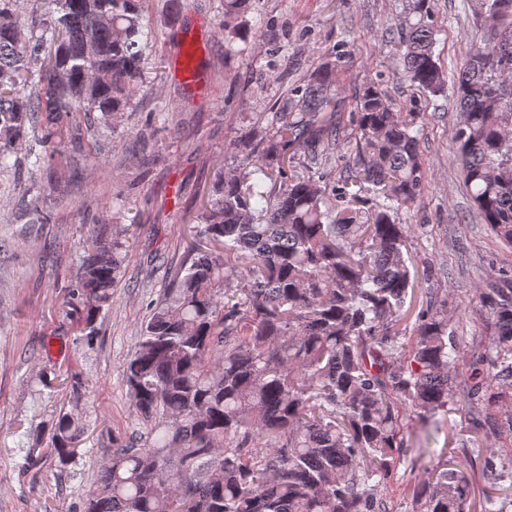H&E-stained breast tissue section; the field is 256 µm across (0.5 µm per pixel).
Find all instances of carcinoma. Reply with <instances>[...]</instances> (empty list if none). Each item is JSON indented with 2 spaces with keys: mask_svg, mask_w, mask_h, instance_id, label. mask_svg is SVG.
Masks as SVG:
<instances>
[{
  "mask_svg": "<svg viewBox=\"0 0 512 512\" xmlns=\"http://www.w3.org/2000/svg\"><path fill=\"white\" fill-rule=\"evenodd\" d=\"M0 0V177L26 145L49 169L64 135L112 129L147 82V0H41L40 28ZM415 0L401 28V78L433 95L453 88L461 112L453 161L476 209L512 248V0H482L483 46L446 76ZM111 79L92 83L90 67ZM334 65L258 120L236 166L186 225L181 263L151 305L123 364L148 441L115 439L84 512H388L382 492L406 447L405 429L471 402L483 425L512 399V279L478 295L487 340L461 347L435 297L407 341L395 326L412 273L410 227L399 214L427 171L415 113L373 85L352 101L356 157L333 168ZM378 199L365 207V192ZM98 233L74 285L85 328L112 301L123 237ZM82 430L60 415L48 444L66 469ZM471 452L438 459L414 487L411 512H469Z\"/></svg>",
  "mask_w": 512,
  "mask_h": 512,
  "instance_id": "1",
  "label": "carcinoma"
}]
</instances>
